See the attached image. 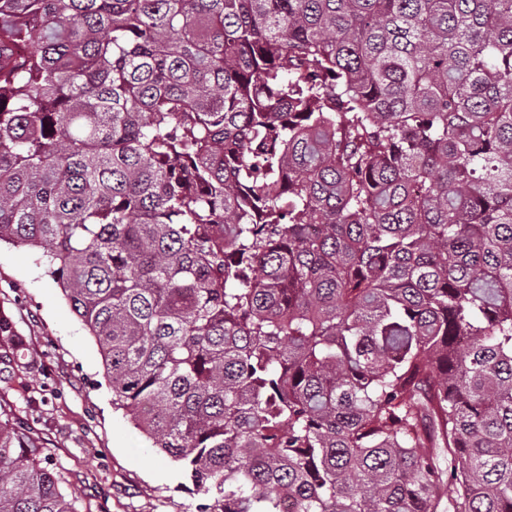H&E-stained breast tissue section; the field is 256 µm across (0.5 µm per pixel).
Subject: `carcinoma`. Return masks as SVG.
I'll return each mask as SVG.
<instances>
[{"label": "carcinoma", "mask_w": 512, "mask_h": 512, "mask_svg": "<svg viewBox=\"0 0 512 512\" xmlns=\"http://www.w3.org/2000/svg\"><path fill=\"white\" fill-rule=\"evenodd\" d=\"M2 240L200 512H512V0H0Z\"/></svg>", "instance_id": "obj_1"}]
</instances>
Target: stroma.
Returning <instances> with one entry per match:
<instances>
[{
	"label": "stroma",
	"instance_id": "35a3bbf8",
	"mask_svg": "<svg viewBox=\"0 0 512 512\" xmlns=\"http://www.w3.org/2000/svg\"><path fill=\"white\" fill-rule=\"evenodd\" d=\"M38 256L0 243V316L27 341L0 347V409L29 422L78 512H196L191 482L113 408L95 339Z\"/></svg>",
	"mask_w": 512,
	"mask_h": 512
}]
</instances>
